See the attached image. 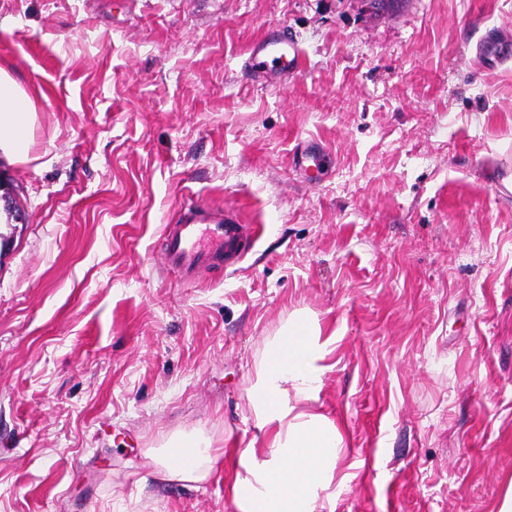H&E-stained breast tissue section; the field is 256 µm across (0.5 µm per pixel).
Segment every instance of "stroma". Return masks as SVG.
Masks as SVG:
<instances>
[{
    "instance_id": "stroma-1",
    "label": "stroma",
    "mask_w": 512,
    "mask_h": 512,
    "mask_svg": "<svg viewBox=\"0 0 512 512\" xmlns=\"http://www.w3.org/2000/svg\"><path fill=\"white\" fill-rule=\"evenodd\" d=\"M287 84L251 80L267 33ZM33 114L0 151V512H237L249 390L297 312L335 336L312 412L335 512H499L512 487V0H0ZM328 146L320 182L292 162ZM237 264L160 248L184 194ZM193 434L215 462L165 478ZM300 52L297 41L284 33L273 32L264 37L254 47L252 56L256 59L261 53L272 55L277 66L275 70H266L261 65L264 61L252 64V80L264 83L288 81L297 68ZM249 233L236 214L214 212L197 198L183 199L176 224L165 228V264L190 278L203 269L233 264L247 252Z\"/></svg>"
}]
</instances>
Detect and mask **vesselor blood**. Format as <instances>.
Instances as JSON below:
<instances>
[{"label":"vessel or blood","mask_w":512,"mask_h":512,"mask_svg":"<svg viewBox=\"0 0 512 512\" xmlns=\"http://www.w3.org/2000/svg\"><path fill=\"white\" fill-rule=\"evenodd\" d=\"M254 54L272 55L275 69L253 64L256 82L287 81L298 65L300 48L295 39L282 33L264 37ZM249 233L236 214L216 213L193 197H185L177 223L165 229L163 256L166 265L191 277L201 270L240 260L248 248Z\"/></svg>","instance_id":"obj_1"}]
</instances>
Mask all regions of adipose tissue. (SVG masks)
Segmentation results:
<instances>
[{
    "instance_id": "adipose-tissue-1",
    "label": "adipose tissue",
    "mask_w": 512,
    "mask_h": 512,
    "mask_svg": "<svg viewBox=\"0 0 512 512\" xmlns=\"http://www.w3.org/2000/svg\"><path fill=\"white\" fill-rule=\"evenodd\" d=\"M30 122L16 83L0 75V149L24 153ZM331 345L313 320L298 315L269 348L250 399L255 426L271 442L264 456L251 448L239 454L233 484L239 512H333L323 493L335 477L344 437L333 420L301 408L322 386ZM210 462L208 449L186 437L170 449L161 469L169 478L200 482Z\"/></svg>"
}]
</instances>
